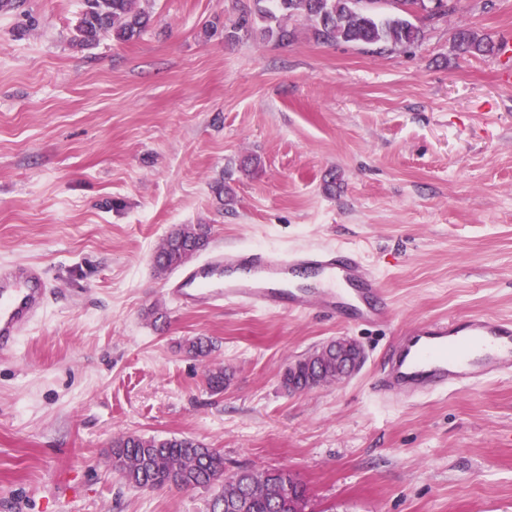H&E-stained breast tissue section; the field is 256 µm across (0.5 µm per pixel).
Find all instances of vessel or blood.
I'll list each match as a JSON object with an SVG mask.
<instances>
[{"mask_svg":"<svg viewBox=\"0 0 512 512\" xmlns=\"http://www.w3.org/2000/svg\"><path fill=\"white\" fill-rule=\"evenodd\" d=\"M186 305L235 303L259 310L318 309L359 325L389 319L377 275L350 249L271 252L218 248L166 282ZM47 287L34 267L0 266V349L8 348L43 307ZM512 375V319H437L404 330L372 384L385 402L417 403L435 394Z\"/></svg>","mask_w":512,"mask_h":512,"instance_id":"b4317fda","label":"vessel or blood"}]
</instances>
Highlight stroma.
<instances>
[{
  "mask_svg": "<svg viewBox=\"0 0 512 512\" xmlns=\"http://www.w3.org/2000/svg\"><path fill=\"white\" fill-rule=\"evenodd\" d=\"M141 5L138 39L84 48L82 0L0 8V264L47 285L0 353V512H207L213 488L123 482L129 433L288 468L313 512H512V376L391 407L370 391L407 326L512 318V54L456 45L500 43L512 0H457L409 49L323 44L303 18L284 44L261 21L228 40L235 0ZM180 224L213 248L357 250L391 318L179 305L153 256ZM195 336L209 356L184 352ZM338 336L361 370L286 392L289 363ZM458 48L463 53L471 55L491 56L496 52V45L493 42L478 39L467 30L459 32Z\"/></svg>",
  "mask_w": 512,
  "mask_h": 512,
  "instance_id": "35a3bbf8",
  "label": "stroma"
}]
</instances>
